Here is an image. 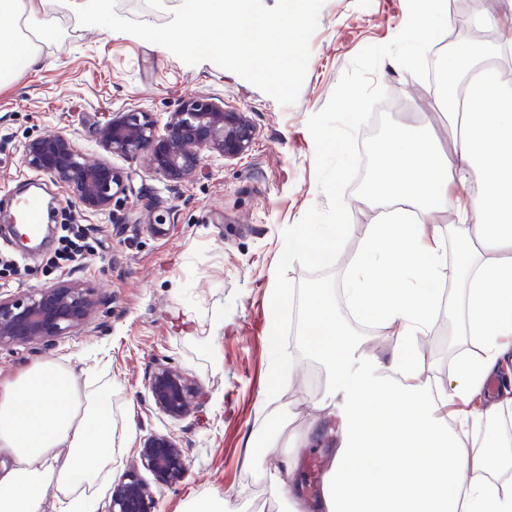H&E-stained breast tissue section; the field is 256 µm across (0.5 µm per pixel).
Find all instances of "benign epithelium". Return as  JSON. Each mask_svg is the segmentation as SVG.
Wrapping results in <instances>:
<instances>
[{"label":"benign epithelium","instance_id":"obj_1","mask_svg":"<svg viewBox=\"0 0 512 512\" xmlns=\"http://www.w3.org/2000/svg\"><path fill=\"white\" fill-rule=\"evenodd\" d=\"M99 146L112 155L148 154L153 172L177 185L194 178L205 158L235 160L254 144L249 113L211 97L190 98L161 123L150 112H125L95 128ZM23 166L68 188L79 205L105 213L127 191L104 159L91 161L65 134L26 141ZM95 289L79 281L22 291H0V347L50 345L92 327L99 314ZM155 406L180 419L191 409L192 383L179 371L158 368L148 385ZM140 462L162 485L179 481L186 461L174 440L151 436L138 450ZM105 512H154V498L129 468L113 485Z\"/></svg>","mask_w":512,"mask_h":512}]
</instances>
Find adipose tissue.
I'll return each mask as SVG.
<instances>
[{
	"label": "adipose tissue",
	"mask_w": 512,
	"mask_h": 512,
	"mask_svg": "<svg viewBox=\"0 0 512 512\" xmlns=\"http://www.w3.org/2000/svg\"><path fill=\"white\" fill-rule=\"evenodd\" d=\"M44 0H0V84L43 61ZM484 51L460 45L461 77L448 102L457 129L444 152L423 132L392 126L369 191L384 221L372 225L340 292L314 288L303 335L327 372L312 409L336 422V448L315 503L285 494L309 436L263 474L283 512H512V86L471 73ZM454 210L455 224L438 214ZM466 247L449 254L451 239ZM374 317L390 336L385 359H364L362 340L339 326L337 304ZM445 310L459 327L448 382L432 386L419 366L421 339ZM343 406H336L335 397ZM133 436L112 416V389L79 391L75 369L31 366L0 382V512H43L49 489L91 486L112 471Z\"/></svg>",
	"instance_id": "obj_1"
}]
</instances>
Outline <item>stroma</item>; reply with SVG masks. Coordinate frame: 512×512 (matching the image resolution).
<instances>
[{
  "mask_svg": "<svg viewBox=\"0 0 512 512\" xmlns=\"http://www.w3.org/2000/svg\"><path fill=\"white\" fill-rule=\"evenodd\" d=\"M406 0H326L310 39V58L297 101L280 105L234 72L212 62L184 64L161 54L154 43L110 36L76 25L71 16L48 12L51 35L43 66L22 72L0 86V215L11 214L34 172L22 166V143L68 134L90 159L101 151L94 126L116 112H151L166 120L186 98H223L226 106L249 113L256 140L248 155L207 160L197 176L169 186L150 169L146 156H112L124 177V200L99 215L72 202L53 181L43 197H56L63 217L90 225L91 250L72 271L101 298L99 326L51 346L0 347V380L36 363H64L92 369L98 384L112 387V411L130 419V447L116 449L112 474L92 490L96 512H106L112 487L138 462V448L151 435L172 437L186 460L184 478L172 486L156 484L139 471L156 501L155 512H186L192 499L222 497L226 512H245L252 489L248 476L258 464L248 461L247 441L278 431L273 451L289 452L288 435L313 418L316 393L310 381H324L322 367L297 359L284 388L301 393L300 415L282 400L263 406L271 365L269 290L284 249L283 231L298 223L311 206L326 207L317 185L315 145L306 123L327 103L343 71L365 47L391 41L406 23ZM375 80L396 100L392 117L418 124L448 144L452 126L441 113L433 84L395 62L384 61ZM159 201L163 225L151 224L143 207ZM352 228L344 253L355 256L359 242L380 211L346 193ZM26 274L0 271V290L41 288L58 282L45 255L25 259ZM455 321L435 317V329L422 367L433 383L448 376L449 346ZM166 365L196 383L189 414L175 420L159 411L148 394L154 370ZM319 444L301 456L284 484L314 501V470H325L335 426L320 424Z\"/></svg>",
  "mask_w": 512,
  "mask_h": 512,
  "instance_id": "1",
  "label": "stroma"
}]
</instances>
